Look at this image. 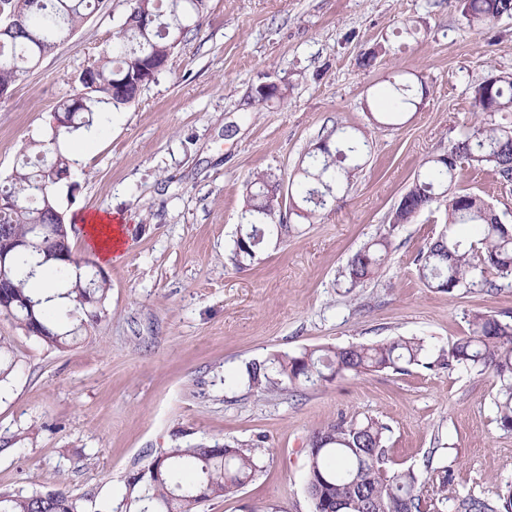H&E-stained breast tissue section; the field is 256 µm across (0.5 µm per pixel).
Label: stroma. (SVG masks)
I'll list each match as a JSON object with an SVG mask.
<instances>
[{"label": "stroma", "mask_w": 512, "mask_h": 512, "mask_svg": "<svg viewBox=\"0 0 512 512\" xmlns=\"http://www.w3.org/2000/svg\"><path fill=\"white\" fill-rule=\"evenodd\" d=\"M131 0H98L87 22L0 97V181L78 76L111 43ZM378 50L371 68L360 54ZM419 75L417 108L397 126L373 122L396 71ZM512 73V17L468 28L458 0H206L203 25L167 69L92 127L64 200L71 246L88 257L84 217L113 214L127 233L101 268L106 312L64 350L0 315L17 363L0 386V492L62 488L86 512L119 504L131 471L158 451L196 442L254 449L252 480L200 512H312L306 446L330 422L373 417L391 431L392 462L448 466L452 497L512 484V431L496 422L491 374L409 366L273 392L250 389L247 365L277 353L416 336L446 346L482 311L512 317V278L453 293L425 287L415 258L441 230V210L401 225L380 275L339 288L349 258L383 232L421 165L483 122L472 90ZM288 95L255 104L258 85ZM370 134V156L314 221L290 218L258 262L230 259L244 184L274 173L290 189L326 130ZM455 187L483 197L512 224V183L488 171Z\"/></svg>", "instance_id": "1"}]
</instances>
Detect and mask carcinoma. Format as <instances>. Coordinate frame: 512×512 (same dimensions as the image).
<instances>
[{
	"label": "carcinoma",
	"instance_id": "1",
	"mask_svg": "<svg viewBox=\"0 0 512 512\" xmlns=\"http://www.w3.org/2000/svg\"><path fill=\"white\" fill-rule=\"evenodd\" d=\"M17 7L22 21L0 36V96L59 44L68 40L95 9V0H0L3 11ZM205 0H133V7L112 43L103 46L90 69L96 77L58 105L41 138L25 146L7 183L0 185V231L28 237L35 232L42 245L56 237L59 225L54 212H62L61 182L54 171L73 170L66 143L91 128L109 106L115 110L134 102L141 89L132 77L141 62H167L173 50L191 32L200 31ZM462 13L473 29L512 15V0H462ZM150 14L154 23L145 27L141 17ZM475 106L483 113L512 112V74L486 77L474 88ZM416 105L413 79L402 72L388 79L383 120L395 119ZM63 127L53 132V122ZM367 132L335 127L309 153L299 169L288 203L281 200L275 175L256 173L245 183L241 224L243 238L234 241L231 260L247 266L259 260L263 245L281 239L288 225L281 223L282 207L300 219L312 221L317 212L349 186L360 168L359 161L371 153ZM492 168L498 179L512 181V125L482 123L470 127L448 151L427 159L423 170L401 196L388 218V229L364 244L342 272L341 284L351 294L378 276L389 253L391 237L401 224L411 223L422 211L444 208L446 223L417 257L420 278L440 292L451 293L487 273L512 278V225L481 196L452 185L467 167ZM89 260L43 261L35 251L11 258L6 275L10 292L33 304V311L19 309L13 319L27 331L25 322L34 316L43 335L37 340L64 349L85 339L83 331L101 320L109 286L105 279H92ZM56 282L53 297H38L30 282L39 274ZM405 365L425 368L464 367L496 378L494 405L501 429L512 431V321L474 312L468 333L448 347L430 348L423 339L395 336L375 343L324 347L298 356L274 354L246 367L248 386L261 392L283 389L286 384L315 385L338 375L357 376ZM15 367L9 341L0 337V381ZM389 427L367 417L340 420L315 431L306 452L307 492L314 512H445L448 508L446 466L427 463V476L412 468L394 469L386 448ZM215 442L167 448L145 468L141 478L129 475L117 508L104 512H197L200 503L224 498L250 482L257 470V457L250 448H235ZM82 498L62 489H47L30 495L0 493V512H82ZM456 512H512V485L497 497H465Z\"/></svg>",
	"mask_w": 512,
	"mask_h": 512
}]
</instances>
